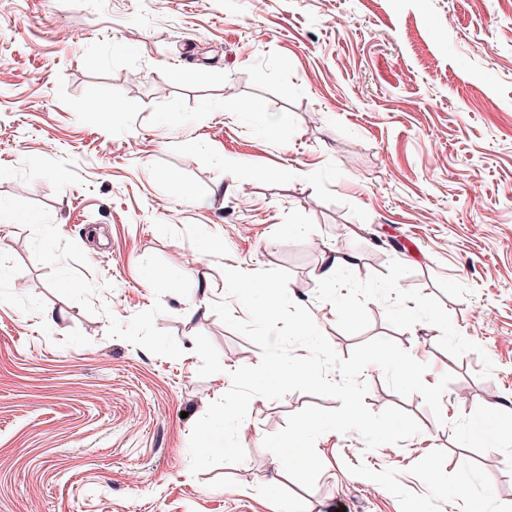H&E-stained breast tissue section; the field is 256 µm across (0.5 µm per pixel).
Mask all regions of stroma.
I'll list each match as a JSON object with an SVG mask.
<instances>
[{
    "label": "stroma",
    "instance_id": "1",
    "mask_svg": "<svg viewBox=\"0 0 512 512\" xmlns=\"http://www.w3.org/2000/svg\"><path fill=\"white\" fill-rule=\"evenodd\" d=\"M227 268L453 374L441 417L371 364L419 433L322 434L308 491L263 439L339 400L257 396L191 474L261 355ZM0 512H512V0H0Z\"/></svg>",
    "mask_w": 512,
    "mask_h": 512
}]
</instances>
